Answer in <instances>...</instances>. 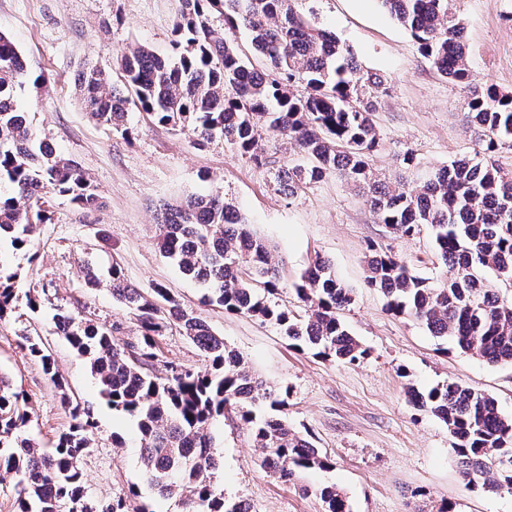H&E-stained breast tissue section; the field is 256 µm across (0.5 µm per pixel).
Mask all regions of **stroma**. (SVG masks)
<instances>
[{"mask_svg": "<svg viewBox=\"0 0 512 512\" xmlns=\"http://www.w3.org/2000/svg\"><path fill=\"white\" fill-rule=\"evenodd\" d=\"M176 8V0H0V31L27 63L16 91L20 108L32 129L74 160L102 197L100 207L86 209L47 193L49 219L37 225L29 249L0 244V263L14 275V299L0 317V376L27 399L25 436L51 447L71 423L63 402L71 396L96 423L80 462L87 504L95 508L134 494L150 512H181L177 497L156 498L148 487L134 422L107 404L88 360L53 322L62 310L82 321L117 324V342H137L134 315L107 285L93 287L87 280L86 266L104 272L116 262L129 284L146 292L159 284L168 288L257 375L287 388L289 424L332 462L330 469L281 482L263 467L250 430L226 416L212 426L219 459L215 485L225 499L247 501L252 512H325L317 490L332 484L352 512H512L511 492L466 486L446 425L415 407L408 394L412 387L424 391L456 381L493 395L512 417V365H489L431 336L415 319L388 311L384 294L366 285L372 245L394 252L419 276L439 279L443 269L430 227L395 237L333 172L286 198L278 170L301 156L284 139H267L269 162L262 166L221 139L196 146L188 133L135 109L124 134L83 109L77 91L82 69L97 66L112 82L116 56L128 45L171 54ZM296 8L350 46L363 69L388 78L373 114L379 146L369 166L375 175L413 189L433 167L472 154L475 135L463 121V92L423 58L410 31L379 0L360 6L354 0H297ZM449 8L464 28L476 79L512 93V0H449ZM409 152L411 165L403 160ZM214 192L269 243L281 275L270 300L291 315L305 313L294 291L301 272L315 256L331 261L353 292L341 317L365 349L364 359L348 364L317 357L292 346L272 323L203 302L202 288L159 252L155 210L163 202ZM33 335L52 355L64 389L53 386L26 349L25 339ZM158 345L160 362L195 372L210 367L179 329L166 331Z\"/></svg>", "mask_w": 512, "mask_h": 512, "instance_id": "obj_1", "label": "stroma"}]
</instances>
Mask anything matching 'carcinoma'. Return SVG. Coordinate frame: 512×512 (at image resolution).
Listing matches in <instances>:
<instances>
[{
    "mask_svg": "<svg viewBox=\"0 0 512 512\" xmlns=\"http://www.w3.org/2000/svg\"><path fill=\"white\" fill-rule=\"evenodd\" d=\"M420 45L423 57L467 100L464 119L481 132L474 156L454 159L429 173L417 189L376 179L369 156L379 138L372 114L385 76L362 71L350 47L315 26L295 0H178L174 53L160 55L141 45L117 59L121 86L108 85L95 66L78 82L80 100L99 123L127 132L130 107L175 131H188L200 143L216 138L234 145L257 163H267L261 132L296 145L306 162L278 171L281 191L293 197L330 171L345 178L364 197L377 222L397 236L431 227L442 280L414 274L393 254L369 248L366 282L388 299L387 308L407 315L428 332L473 352L487 363L512 364V298L500 295L483 276L493 272L512 282V176L492 162L512 149V94L484 86L468 68L463 27L448 0H380ZM224 18V27L212 23ZM247 32L251 48L271 66L261 73L249 65L230 35ZM26 62L12 40L0 33V240L16 250L29 247L35 227L49 220L43 196L54 191L85 208L100 196L75 162L53 150L31 129L17 106L16 88ZM303 83L304 96L294 93ZM155 243L160 253L204 290L203 300L231 313L261 317L278 326L300 349L349 364L366 351L340 313L352 292L320 256L304 271L294 291L307 306L299 320L270 304L280 272L267 242L253 234L246 219L219 193L191 196L160 208ZM15 274L0 267V318L8 310ZM112 297L139 322L135 345L112 338L118 326L78 321L67 315V342L89 356L101 394L116 411L136 420L141 466L147 484L165 498L180 493L182 512H247L243 502L229 504L216 494L219 469L209 428L230 411L265 450L264 466L283 481L297 472L328 469L331 463L279 416L288 389L260 379L224 339L198 316L184 310L166 288L149 292L130 285L118 263L109 270ZM176 324L210 360L208 373L155 368L156 337ZM29 353L59 389L64 384L38 336L25 337ZM417 407L440 419L455 439L453 451L462 476L472 483L485 476L482 489L512 492V418L497 400L456 382L427 393L409 390ZM64 404L73 423L49 449H40L17 431L28 422L24 395L0 377V469L19 476L15 512H128L123 500L87 506L80 458L93 429L89 412L68 394ZM326 512H350L334 486L320 490Z\"/></svg>",
    "mask_w": 512,
    "mask_h": 512,
    "instance_id": "1",
    "label": "carcinoma"
}]
</instances>
